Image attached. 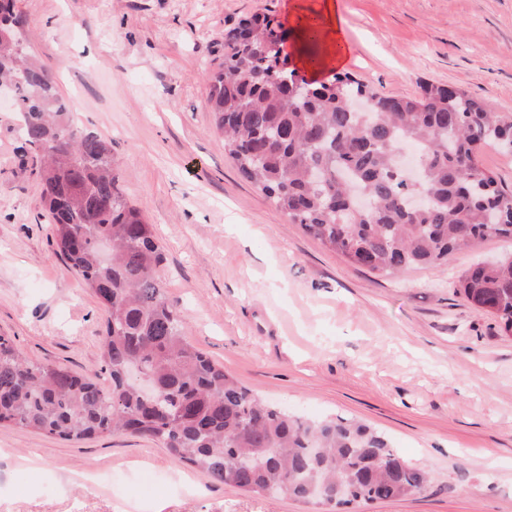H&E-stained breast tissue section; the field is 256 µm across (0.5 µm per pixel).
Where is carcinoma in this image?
Returning <instances> with one entry per match:
<instances>
[{"mask_svg":"<svg viewBox=\"0 0 512 512\" xmlns=\"http://www.w3.org/2000/svg\"><path fill=\"white\" fill-rule=\"evenodd\" d=\"M224 35V64L205 76L224 149L277 209L350 263L381 275L448 258L490 237L512 239V190L479 163L512 153V118L460 88L427 83L392 96L351 75L294 85L267 52L272 20ZM25 18L0 0V80H13L25 142L44 145L37 176L56 252L107 313L104 389L21 355L0 336V427L72 441L129 432L158 441L212 484L289 496L313 512L404 498L429 472L381 432L341 417L302 419L255 396L184 333L167 299L153 225L120 185L112 142L80 126L21 39ZM459 293L512 336V257L462 272Z\"/></svg>","mask_w":512,"mask_h":512,"instance_id":"cac0c4a2","label":"carcinoma"}]
</instances>
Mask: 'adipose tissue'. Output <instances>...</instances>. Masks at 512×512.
<instances>
[{"instance_id": "adipose-tissue-1", "label": "adipose tissue", "mask_w": 512, "mask_h": 512, "mask_svg": "<svg viewBox=\"0 0 512 512\" xmlns=\"http://www.w3.org/2000/svg\"><path fill=\"white\" fill-rule=\"evenodd\" d=\"M317 14L318 22L306 23L301 34L304 40L320 46L321 51L314 57H303L302 62L313 77L320 78L330 70L342 67L352 46L345 36L336 0H321Z\"/></svg>"}]
</instances>
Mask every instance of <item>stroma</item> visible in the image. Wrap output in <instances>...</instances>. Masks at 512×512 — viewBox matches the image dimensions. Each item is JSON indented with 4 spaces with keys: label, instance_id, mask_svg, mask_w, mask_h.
Instances as JSON below:
<instances>
[{
    "label": "stroma",
    "instance_id": "obj_1",
    "mask_svg": "<svg viewBox=\"0 0 512 512\" xmlns=\"http://www.w3.org/2000/svg\"><path fill=\"white\" fill-rule=\"evenodd\" d=\"M319 0H16L24 45L79 123L112 142L122 188L164 249L160 275L189 342L254 394L308 419L384 433L433 477L364 512H512V336L456 292L473 263L512 253L491 237L442 269L358 268L243 180L213 129L206 73L224 33L254 14L301 43ZM344 66L388 95L421 83L512 116V0H338ZM15 115L0 111V335L24 355L108 386L106 313L56 254ZM150 473L144 487L142 473ZM309 512L212 484L160 443L63 441L0 428V512Z\"/></svg>",
    "mask_w": 512,
    "mask_h": 512
}]
</instances>
